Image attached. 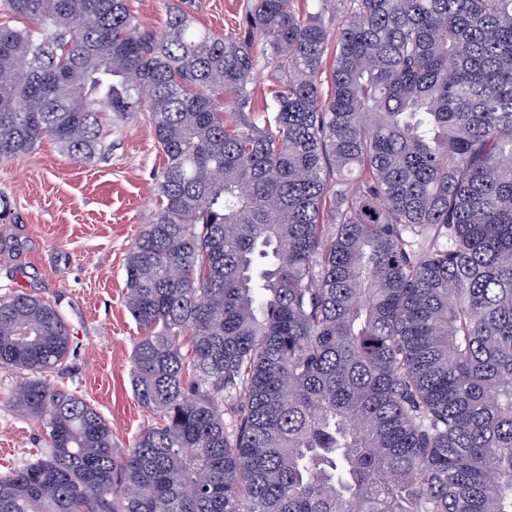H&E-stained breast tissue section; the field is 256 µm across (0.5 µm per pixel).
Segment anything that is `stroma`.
<instances>
[{"label": "stroma", "mask_w": 512, "mask_h": 512, "mask_svg": "<svg viewBox=\"0 0 512 512\" xmlns=\"http://www.w3.org/2000/svg\"><path fill=\"white\" fill-rule=\"evenodd\" d=\"M199 26L236 33L244 0H190ZM113 148L90 163L51 139L0 163V296L27 293L65 318L71 350L64 375L49 380L96 408L118 448L154 424L131 377L142 329L125 307V262L155 213L162 157L145 112L109 128ZM16 378L0 372V475L36 459L45 428L23 416Z\"/></svg>", "instance_id": "stroma-1"}]
</instances>
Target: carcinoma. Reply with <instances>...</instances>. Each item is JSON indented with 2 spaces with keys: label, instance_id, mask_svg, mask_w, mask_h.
<instances>
[{
  "label": "carcinoma",
  "instance_id": "cac0c4a2",
  "mask_svg": "<svg viewBox=\"0 0 512 512\" xmlns=\"http://www.w3.org/2000/svg\"><path fill=\"white\" fill-rule=\"evenodd\" d=\"M6 0L0 163L102 158L150 113L164 165L125 263L132 448L48 383L70 330L0 296V372L47 428L0 512H512V0ZM270 67L255 107L259 59ZM172 0H129V8L143 25L161 31L168 20ZM197 23L216 34L237 33L244 0H187Z\"/></svg>",
  "mask_w": 512,
  "mask_h": 512
}]
</instances>
